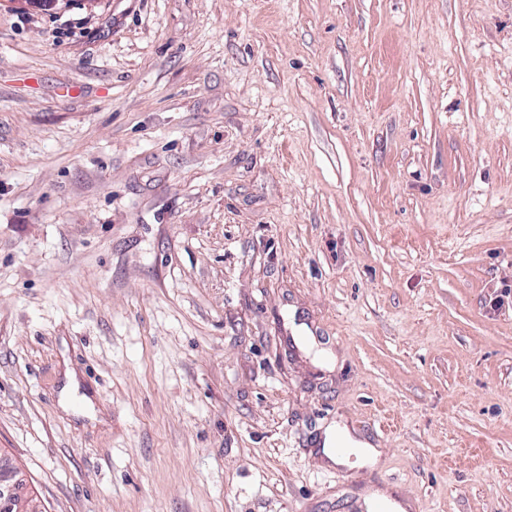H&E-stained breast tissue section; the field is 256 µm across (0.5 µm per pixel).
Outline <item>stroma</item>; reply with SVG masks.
<instances>
[{
    "label": "stroma",
    "instance_id": "obj_1",
    "mask_svg": "<svg viewBox=\"0 0 512 512\" xmlns=\"http://www.w3.org/2000/svg\"><path fill=\"white\" fill-rule=\"evenodd\" d=\"M510 290L512 0H0L41 512H512Z\"/></svg>",
    "mask_w": 512,
    "mask_h": 512
}]
</instances>
